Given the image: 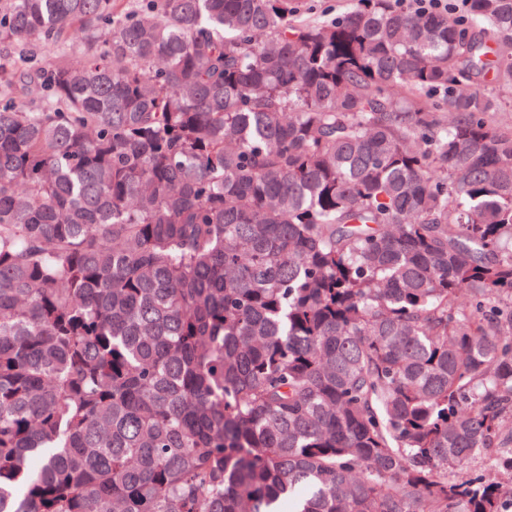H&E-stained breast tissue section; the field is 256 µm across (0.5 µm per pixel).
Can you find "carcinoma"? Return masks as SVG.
Listing matches in <instances>:
<instances>
[{
    "mask_svg": "<svg viewBox=\"0 0 512 512\" xmlns=\"http://www.w3.org/2000/svg\"><path fill=\"white\" fill-rule=\"evenodd\" d=\"M117 4L0 0V512H504L512 0ZM298 20L317 23L345 11L351 0H297Z\"/></svg>",
    "mask_w": 512,
    "mask_h": 512,
    "instance_id": "1",
    "label": "carcinoma"
}]
</instances>
